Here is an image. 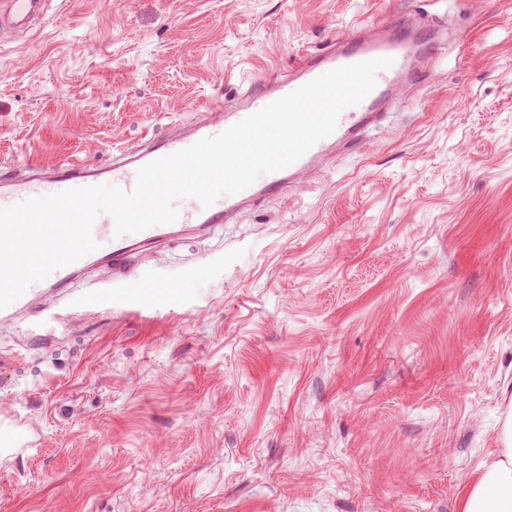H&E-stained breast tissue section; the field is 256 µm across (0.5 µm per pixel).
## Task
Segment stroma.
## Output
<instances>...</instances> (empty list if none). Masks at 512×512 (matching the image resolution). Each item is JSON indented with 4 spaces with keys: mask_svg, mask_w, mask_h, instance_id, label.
<instances>
[{
    "mask_svg": "<svg viewBox=\"0 0 512 512\" xmlns=\"http://www.w3.org/2000/svg\"><path fill=\"white\" fill-rule=\"evenodd\" d=\"M0 166L104 164L410 7L444 55L352 153L0 324V512H463L512 404V0H56Z\"/></svg>",
    "mask_w": 512,
    "mask_h": 512,
    "instance_id": "1",
    "label": "stroma"
}]
</instances>
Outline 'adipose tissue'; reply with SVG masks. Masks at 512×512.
I'll use <instances>...</instances> for the list:
<instances>
[{
    "mask_svg": "<svg viewBox=\"0 0 512 512\" xmlns=\"http://www.w3.org/2000/svg\"><path fill=\"white\" fill-rule=\"evenodd\" d=\"M502 448L469 490L464 512H512V410L501 430Z\"/></svg>",
    "mask_w": 512,
    "mask_h": 512,
    "instance_id": "ef3b65f1",
    "label": "adipose tissue"
}]
</instances>
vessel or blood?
<instances>
[{"label": "vessel or blood", "instance_id": "b4317fda", "mask_svg": "<svg viewBox=\"0 0 512 512\" xmlns=\"http://www.w3.org/2000/svg\"><path fill=\"white\" fill-rule=\"evenodd\" d=\"M51 0H0L11 26L21 27L47 12ZM441 48L437 27L426 25L414 10L404 11L395 19H377L354 27L346 36L334 38L319 48L299 52L288 71L254 82L224 112L198 106L183 126L162 137L149 136L138 150L114 155L109 163L90 164L70 161L46 166H30L19 172L13 166L0 167V207H8L33 197L65 189L112 184L124 191L136 185V172L142 165L185 149L198 140L212 137L290 93L315 77L340 66L388 57L390 67L379 70L373 90L359 104L345 108L334 132L319 140L290 166L260 175L244 190L221 197L210 207L194 198L176 201L177 219L143 231L115 236L114 221L100 214L92 235L98 247L72 264L56 269L47 278L32 284L19 297L14 312L32 310L47 291L65 293L77 274L86 272L93 263L104 261L112 267L125 268L139 247L165 244L176 232L195 235L211 233L217 225L229 224L243 211L256 207L270 197L288 193L299 177L318 170L335 155L355 150L365 132L375 126L385 109L392 107L403 89L420 80Z\"/></svg>", "mask_w": 512, "mask_h": 512}]
</instances>
